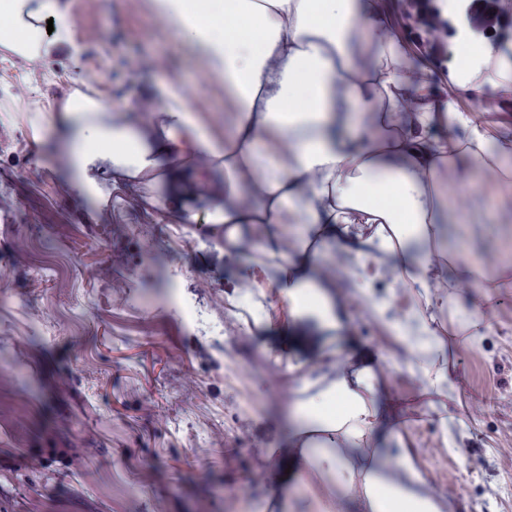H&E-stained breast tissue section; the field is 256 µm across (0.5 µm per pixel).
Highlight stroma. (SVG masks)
Returning a JSON list of instances; mask_svg holds the SVG:
<instances>
[{"label":"stroma","instance_id":"obj_1","mask_svg":"<svg viewBox=\"0 0 512 512\" xmlns=\"http://www.w3.org/2000/svg\"><path fill=\"white\" fill-rule=\"evenodd\" d=\"M67 4L78 52L35 69L0 52V512H371L375 459L436 512H512V285L487 309L459 269L449 291L406 285L390 261L364 281L336 244L310 271L331 323L295 311L261 227L234 245L221 225L175 223L169 182L121 184L107 162L87 197L52 124L71 89L146 124L158 84L185 86L218 142L233 106L150 0ZM455 206L449 245L494 270L512 198ZM199 305L223 335H198ZM459 310L484 334L461 333ZM427 313L439 349L411 355L399 326ZM366 371L371 430L314 452L292 410Z\"/></svg>","mask_w":512,"mask_h":512}]
</instances>
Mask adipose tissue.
Listing matches in <instances>:
<instances>
[{"label": "adipose tissue", "instance_id": "obj_1", "mask_svg": "<svg viewBox=\"0 0 512 512\" xmlns=\"http://www.w3.org/2000/svg\"><path fill=\"white\" fill-rule=\"evenodd\" d=\"M152 0L174 38L199 51L224 79L234 104L232 131L215 142L194 119L183 87L161 85V121L142 126L117 104L76 92L57 123L69 162L83 173L110 161L116 180L133 184L193 173L194 156L212 158L224 174L222 201L199 216L178 210L180 223L258 224L257 249L279 254V228L296 224L307 245L284 260V286L297 310L334 320L309 279L320 247L338 239L357 260L392 257L404 281L426 287L433 255L449 264L479 263L449 248L445 227L459 164L512 188V134L485 113L432 95L386 28L380 0ZM52 28H45V21ZM451 78L458 87H511L512 63L467 27H459ZM0 44L33 61L74 47L64 0H0ZM422 105L411 109L410 101ZM250 184L256 202L242 199ZM370 375L341 381L300 405L303 427H334L353 439L370 429L360 395ZM365 481L373 512H434L408 487L375 471Z\"/></svg>", "mask_w": 512, "mask_h": 512}]
</instances>
